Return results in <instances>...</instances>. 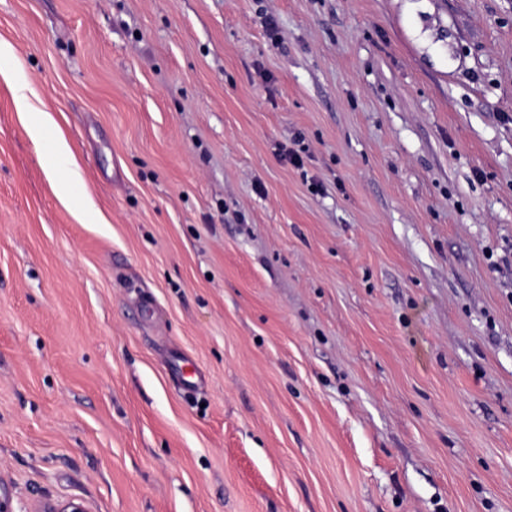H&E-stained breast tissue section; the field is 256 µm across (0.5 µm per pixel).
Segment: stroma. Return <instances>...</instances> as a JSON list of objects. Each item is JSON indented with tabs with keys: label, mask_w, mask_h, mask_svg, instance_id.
Segmentation results:
<instances>
[{
	"label": "stroma",
	"mask_w": 512,
	"mask_h": 512,
	"mask_svg": "<svg viewBox=\"0 0 512 512\" xmlns=\"http://www.w3.org/2000/svg\"><path fill=\"white\" fill-rule=\"evenodd\" d=\"M0 41L16 512H512V0H0ZM0 78L7 84L15 86L14 105L17 112L29 113L36 110L34 100L38 99L34 88L29 85H15L13 73L8 69L0 68ZM44 165L53 175H57L61 171L68 174L66 179L58 182L59 193L68 196L72 179L77 175V168L70 144L64 137L56 139L52 154L44 158Z\"/></svg>",
	"instance_id": "1"
}]
</instances>
